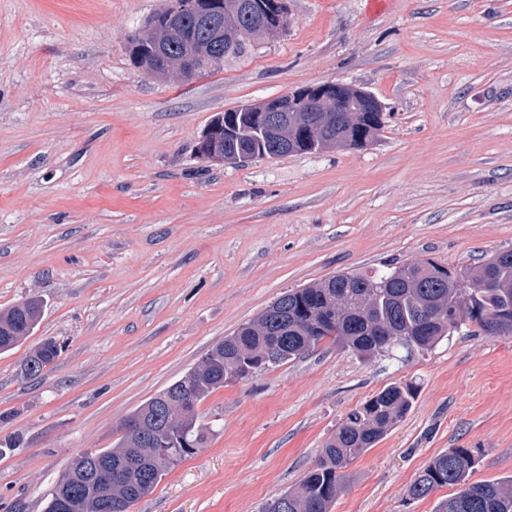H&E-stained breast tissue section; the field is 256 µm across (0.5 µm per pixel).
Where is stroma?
<instances>
[{"label":"stroma","instance_id":"obj_1","mask_svg":"<svg viewBox=\"0 0 512 512\" xmlns=\"http://www.w3.org/2000/svg\"><path fill=\"white\" fill-rule=\"evenodd\" d=\"M288 28L222 72L146 75L129 40L166 0H0V308L43 301L0 354V512H43L79 453L291 289L352 270L477 266L512 249V0H287ZM372 92L366 147L239 163L213 115L301 87ZM61 345L40 377L26 358ZM410 381L406 416L345 469L331 512H434L418 472L450 448L512 477V336L467 324L360 359L331 342L197 407L210 433L133 512H259L347 414ZM60 345L57 341L52 337L44 338L38 347L35 349L34 353L26 360L24 364V371L28 376H37L40 374V367L44 365L51 364L59 355ZM33 364L38 367L36 371H33V368L30 365Z\"/></svg>","mask_w":512,"mask_h":512}]
</instances>
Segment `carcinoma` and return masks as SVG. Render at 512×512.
<instances>
[{
    "label": "carcinoma",
    "instance_id": "1",
    "mask_svg": "<svg viewBox=\"0 0 512 512\" xmlns=\"http://www.w3.org/2000/svg\"><path fill=\"white\" fill-rule=\"evenodd\" d=\"M219 23L185 13L174 22L155 16L165 35L157 51L146 40H132L131 54L141 68L167 59L172 66L187 56L205 58L203 47L216 26H239L241 32L222 40L221 65L240 58L266 40V0H222ZM234 130L209 123L206 140L225 156L252 159L333 149L328 139L362 148L383 128L381 112H280L287 130L279 136L258 123V112H226ZM38 298L28 297L0 309V352L31 335L41 318ZM488 336L512 335V250L485 256L472 271L428 259L384 271H350L282 293L260 315L241 324L216 343L181 379L152 396L115 430V445L75 456L50 493L43 512H132L151 494L165 472L202 444L209 427L200 423V401L225 384L246 380L300 359L329 339L359 356L389 354L396 348L428 350L465 323ZM60 345L44 338L26 360L24 371L51 364ZM417 387L391 384L348 414L321 449L316 465L296 488L267 502L262 512H331L341 489L342 469L372 448L411 409ZM152 418L147 430L136 428ZM100 461L112 463V482L91 471ZM476 455L471 448H450L436 455L408 489L423 499L453 486L456 493L436 505L435 512H512V479L472 482Z\"/></svg>",
    "mask_w": 512,
    "mask_h": 512
}]
</instances>
